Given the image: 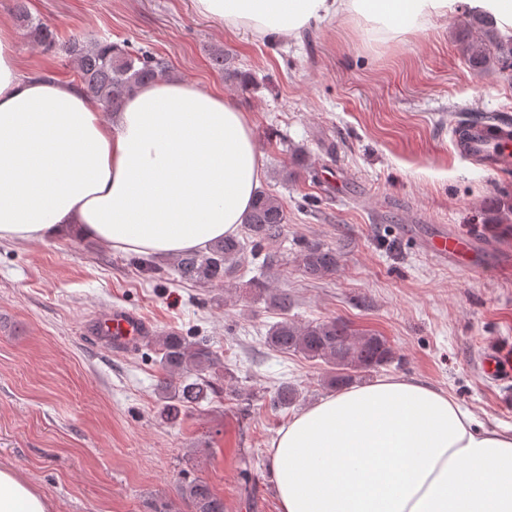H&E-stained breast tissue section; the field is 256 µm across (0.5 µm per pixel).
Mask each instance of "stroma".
Here are the masks:
<instances>
[{"mask_svg": "<svg viewBox=\"0 0 512 512\" xmlns=\"http://www.w3.org/2000/svg\"><path fill=\"white\" fill-rule=\"evenodd\" d=\"M29 15L60 38L106 39L162 57L172 75L224 91L249 112L287 223L268 245L279 265L272 287L288 289L281 313L248 292L253 263L218 285L181 280L175 261L143 272L131 254L92 238L0 246V468L53 504V512H194L186 477L207 481L225 512H278L269 446L303 407L329 395L319 361L264 342L282 316L335 318L386 336L394 360L363 376L416 379L448 392L479 427L512 429V392L484 371L490 347L512 342V220L496 199L512 196V168L491 171L453 139L459 123L488 116L512 123V68L472 69L462 53V13L387 43L334 18L292 40L255 38L198 13L194 0H27ZM0 22L17 33L29 70L75 80L70 58L25 36L13 0ZM223 49L240 84L210 63ZM307 149L314 176L283 180L286 148ZM471 238L481 265L439 262V230ZM340 254L336 271L308 278L299 243ZM149 317L156 333L206 340L224 362L221 397L165 419L163 372L146 345L96 347L89 324L112 307ZM293 406L273 411L280 384ZM254 459L243 492L241 454Z\"/></svg>", "mask_w": 512, "mask_h": 512, "instance_id": "stroma-1", "label": "stroma"}]
</instances>
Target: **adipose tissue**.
<instances>
[{
	"instance_id": "obj_1",
	"label": "adipose tissue",
	"mask_w": 512,
	"mask_h": 512,
	"mask_svg": "<svg viewBox=\"0 0 512 512\" xmlns=\"http://www.w3.org/2000/svg\"><path fill=\"white\" fill-rule=\"evenodd\" d=\"M262 38L352 18L388 40L457 5L512 34V0H195ZM0 24V242L68 236L175 256L236 235L265 178L249 113L180 80L138 86L114 116L78 85L22 64ZM279 512H512V431L426 383L398 377L329 394L270 446ZM0 470V512H49Z\"/></svg>"
}]
</instances>
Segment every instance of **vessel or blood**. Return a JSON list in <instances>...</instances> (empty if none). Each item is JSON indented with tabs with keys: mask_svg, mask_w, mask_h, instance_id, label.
Returning <instances> with one entry per match:
<instances>
[{
	"mask_svg": "<svg viewBox=\"0 0 512 512\" xmlns=\"http://www.w3.org/2000/svg\"><path fill=\"white\" fill-rule=\"evenodd\" d=\"M464 130L466 136L460 145L461 151L474 158H483L489 169H499V155L512 154V125L484 120L467 123ZM471 251V241L456 234L444 233L434 241V254L443 261L463 258ZM88 334L99 347L124 351L153 336L154 328L142 314L115 307L98 317L90 325ZM485 365L496 381L512 382V345L490 348L485 355Z\"/></svg>",
	"mask_w": 512,
	"mask_h": 512,
	"instance_id": "vessel-or-blood-1",
	"label": "vessel or blood"
}]
</instances>
